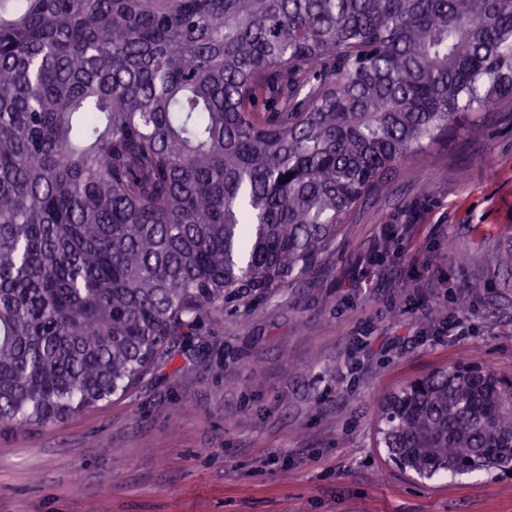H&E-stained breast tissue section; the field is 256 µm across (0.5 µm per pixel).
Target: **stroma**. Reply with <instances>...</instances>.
Returning <instances> with one entry per match:
<instances>
[{"instance_id":"35a3bbf8","label":"stroma","mask_w":512,"mask_h":512,"mask_svg":"<svg viewBox=\"0 0 512 512\" xmlns=\"http://www.w3.org/2000/svg\"><path fill=\"white\" fill-rule=\"evenodd\" d=\"M508 249L503 102L402 162L301 282L225 311L126 396L0 433V512H512L499 469L421 479L375 445L405 380L466 360L512 376Z\"/></svg>"}]
</instances>
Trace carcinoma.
Returning <instances> with one entry per match:
<instances>
[{"mask_svg": "<svg viewBox=\"0 0 512 512\" xmlns=\"http://www.w3.org/2000/svg\"><path fill=\"white\" fill-rule=\"evenodd\" d=\"M512 98V0H0V431L62 422L318 268L460 115ZM375 445L512 462V379L406 380Z\"/></svg>", "mask_w": 512, "mask_h": 512, "instance_id": "1", "label": "carcinoma"}]
</instances>
